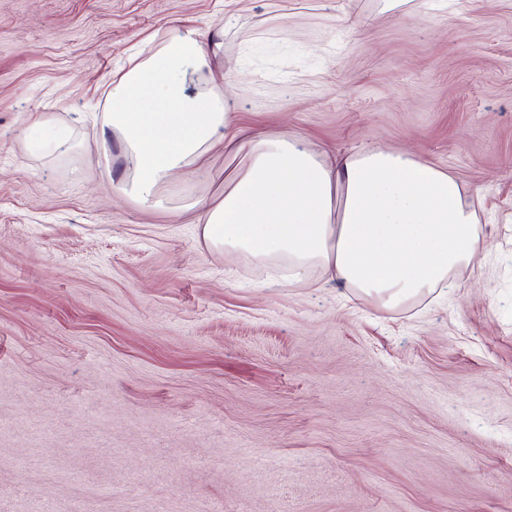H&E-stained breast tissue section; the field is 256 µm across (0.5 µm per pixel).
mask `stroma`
I'll return each mask as SVG.
<instances>
[{"label":"stroma","mask_w":512,"mask_h":512,"mask_svg":"<svg viewBox=\"0 0 512 512\" xmlns=\"http://www.w3.org/2000/svg\"><path fill=\"white\" fill-rule=\"evenodd\" d=\"M177 26L224 30L243 122L453 174L486 249L388 311L142 210L98 131ZM70 148L28 149L34 119ZM29 461L15 467L17 458ZM56 512H512V0H0V485Z\"/></svg>","instance_id":"1"}]
</instances>
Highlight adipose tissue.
I'll use <instances>...</instances> for the list:
<instances>
[{"label": "adipose tissue", "mask_w": 512, "mask_h": 512, "mask_svg": "<svg viewBox=\"0 0 512 512\" xmlns=\"http://www.w3.org/2000/svg\"><path fill=\"white\" fill-rule=\"evenodd\" d=\"M223 38L177 29L147 58L130 56L112 83L100 137L118 142L123 190L143 207H158L162 185L240 135L216 91ZM464 193L448 171L405 151L323 155L304 139L258 133L246 163L225 176L223 197L193 207L210 249L281 268L284 284L319 270L393 309L477 260Z\"/></svg>", "instance_id": "adipose-tissue-1"}]
</instances>
